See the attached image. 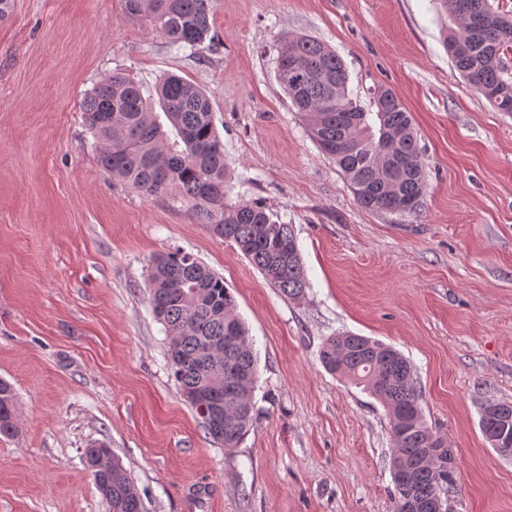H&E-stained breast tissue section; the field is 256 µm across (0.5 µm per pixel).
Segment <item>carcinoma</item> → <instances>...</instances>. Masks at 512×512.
<instances>
[{
	"label": "carcinoma",
	"mask_w": 512,
	"mask_h": 512,
	"mask_svg": "<svg viewBox=\"0 0 512 512\" xmlns=\"http://www.w3.org/2000/svg\"><path fill=\"white\" fill-rule=\"evenodd\" d=\"M453 28L444 44L455 68L499 112L512 113V77L501 54L512 49V11L491 0H439ZM125 10L158 29L170 47L200 49L210 38L209 0H124ZM277 79L306 123L311 139L336 164L367 210L402 216L417 211L426 173L410 113L389 89L378 87L365 108L348 93L344 61L322 41L300 35L279 39ZM160 107L174 131L159 121ZM84 120L98 144L97 161L112 178L146 195L177 191L193 221L233 246L287 298L309 288L292 225L259 202L228 199L231 189L222 141L203 89L176 75L163 77L155 95L122 72L102 78L86 96ZM149 299L164 325L167 355L180 390L213 442L235 448L256 413V356L224 279L193 254L175 250L153 258ZM319 358L326 370L368 391L388 411L394 512H434L456 470L431 467L422 391L407 359L365 336L325 340ZM481 416L502 422L512 403H491ZM17 433L12 387L0 381V436ZM83 460L111 512H144L134 480L106 456L102 444Z\"/></svg>",
	"instance_id": "obj_1"
}]
</instances>
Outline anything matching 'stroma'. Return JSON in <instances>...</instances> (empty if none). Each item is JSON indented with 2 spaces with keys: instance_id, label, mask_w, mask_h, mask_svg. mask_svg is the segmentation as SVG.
<instances>
[{
  "instance_id": "obj_1",
  "label": "stroma",
  "mask_w": 512,
  "mask_h": 512,
  "mask_svg": "<svg viewBox=\"0 0 512 512\" xmlns=\"http://www.w3.org/2000/svg\"><path fill=\"white\" fill-rule=\"evenodd\" d=\"M0 19V512H111L82 454L111 448L145 512H393L383 405L319 361L343 333L410 362L429 425L454 450L455 512H512V456L483 407L512 402V114L454 69L437 0H211L214 40L171 49L124 0H10ZM343 59L368 104L391 89L427 174L419 211L370 212L310 139L276 79L278 38ZM121 72L152 91L201 86L231 201L292 224L310 287L294 302L194 223L178 193L144 195L97 162L83 101ZM180 249L224 279L257 356L258 414L238 447L206 434L167 359L148 274ZM15 397L12 387L0 381V436L10 437L17 433Z\"/></svg>"
}]
</instances>
